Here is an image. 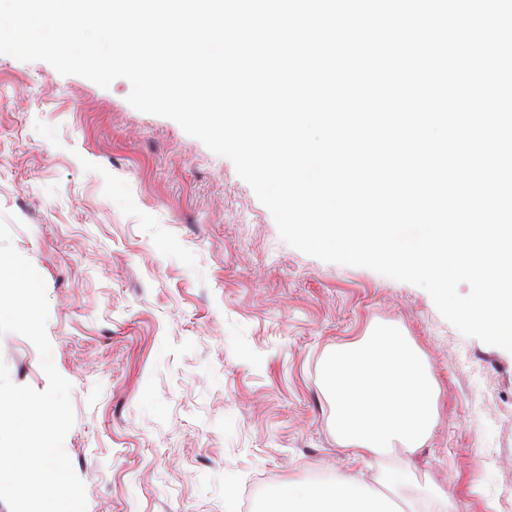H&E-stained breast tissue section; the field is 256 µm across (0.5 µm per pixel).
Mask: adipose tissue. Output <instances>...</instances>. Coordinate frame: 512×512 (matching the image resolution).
I'll use <instances>...</instances> for the list:
<instances>
[{
  "mask_svg": "<svg viewBox=\"0 0 512 512\" xmlns=\"http://www.w3.org/2000/svg\"><path fill=\"white\" fill-rule=\"evenodd\" d=\"M322 384L336 438L355 456L385 458L398 446L413 455L431 434L438 388L420 352L396 330L377 329L337 348L324 362ZM379 482L392 495L358 479L282 484L269 493L263 512H398L400 499L411 512H455L447 492L431 479L417 480L412 468H387Z\"/></svg>",
  "mask_w": 512,
  "mask_h": 512,
  "instance_id": "ef3b65f1",
  "label": "adipose tissue"
}]
</instances>
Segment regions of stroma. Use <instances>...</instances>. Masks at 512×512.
I'll list each match as a JSON object with an SVG mask.
<instances>
[{
  "instance_id": "1",
  "label": "stroma",
  "mask_w": 512,
  "mask_h": 512,
  "mask_svg": "<svg viewBox=\"0 0 512 512\" xmlns=\"http://www.w3.org/2000/svg\"><path fill=\"white\" fill-rule=\"evenodd\" d=\"M130 91L0 54V216L46 283L87 512H241L248 489L260 512L290 481L373 482L406 455L340 449L321 373L382 326L440 390L415 463L459 512H507L512 353L461 334L422 288L285 243L228 158ZM0 361L46 389L26 337L1 334Z\"/></svg>"
}]
</instances>
